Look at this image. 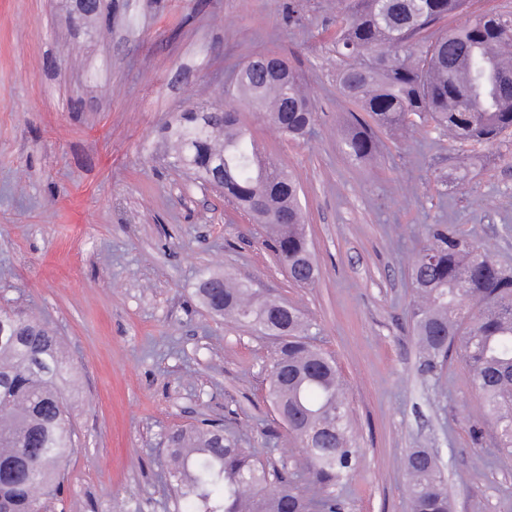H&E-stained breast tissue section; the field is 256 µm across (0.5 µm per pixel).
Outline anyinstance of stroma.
Listing matches in <instances>:
<instances>
[{
  "instance_id": "obj_1",
  "label": "stroma",
  "mask_w": 512,
  "mask_h": 512,
  "mask_svg": "<svg viewBox=\"0 0 512 512\" xmlns=\"http://www.w3.org/2000/svg\"><path fill=\"white\" fill-rule=\"evenodd\" d=\"M348 0H0V309L49 323L74 367L76 449L53 512H177L167 435L221 421L262 460L299 471L269 401L275 343L212 316L216 271L297 307L334 357L359 456L342 512H410L406 457L437 458L452 512H512V449L459 356L427 369L409 272L446 224L512 271V129L491 145L419 122L363 165L344 148L336 83ZM275 54L303 75L315 130L291 140L246 112L262 153L302 185L319 277L300 287L264 231L173 167L182 112L230 102L234 72Z\"/></svg>"
}]
</instances>
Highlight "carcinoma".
Here are the masks:
<instances>
[{
  "label": "carcinoma",
  "mask_w": 512,
  "mask_h": 512,
  "mask_svg": "<svg viewBox=\"0 0 512 512\" xmlns=\"http://www.w3.org/2000/svg\"><path fill=\"white\" fill-rule=\"evenodd\" d=\"M468 0H350L337 27L340 93L373 124L352 115L344 145L358 162L373 158L372 126L398 130L414 114L459 142L491 143L512 128V70L489 56L512 47V13L442 30L445 18L467 11ZM235 96L291 138L310 133L315 113L291 67L263 81L255 68L238 71ZM172 164L213 183L269 230L268 246L289 278L312 285L319 269L305 232L301 186L262 158L250 128L235 110H189L167 128ZM431 243L411 269L420 301L413 332L427 365L458 351L472 386L512 447V273L477 243L435 227ZM196 294L220 317L249 324L276 340L270 395L302 448L306 478L318 488L305 497L286 466L264 462L252 448L205 421L170 432L179 512H341L334 491L351 477L356 459L333 358L310 341L314 324L299 310L232 284L212 271L200 274ZM71 368L59 337L44 322L0 313V512H45L57 499L65 464L75 450L63 386ZM412 512H450L435 456L423 448L406 458Z\"/></svg>",
  "instance_id": "cac0c4a2"
}]
</instances>
